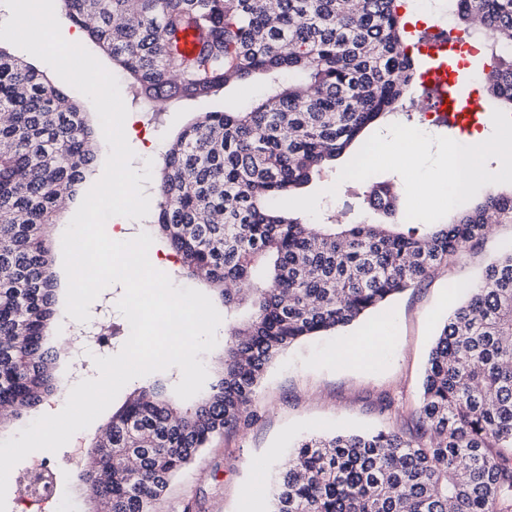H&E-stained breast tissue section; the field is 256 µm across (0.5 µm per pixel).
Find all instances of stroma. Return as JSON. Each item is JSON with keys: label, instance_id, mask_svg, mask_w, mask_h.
Returning <instances> with one entry per match:
<instances>
[{"label": "stroma", "instance_id": "1", "mask_svg": "<svg viewBox=\"0 0 512 512\" xmlns=\"http://www.w3.org/2000/svg\"><path fill=\"white\" fill-rule=\"evenodd\" d=\"M128 109L126 139L135 153L130 166L161 165L177 134L208 104L176 99L157 105L136 97L130 79L119 77ZM319 215H337L354 223L361 212L366 184L337 183L325 177ZM512 247V224H498L479 242L438 266L421 284L397 295L386 310L337 334L314 336L289 347L268 368L248 425L225 431L171 483L157 512H269L270 490L292 445L300 438L345 429L367 432L387 427L409 433L419 404L428 353L444 321L477 283L488 264ZM122 284L106 287L89 312L103 316L113 331L112 353H119L127 333L117 309ZM96 426L77 432L58 452L36 451L16 472L50 463L56 473L53 503L44 512H92L77 480Z\"/></svg>", "mask_w": 512, "mask_h": 512}]
</instances>
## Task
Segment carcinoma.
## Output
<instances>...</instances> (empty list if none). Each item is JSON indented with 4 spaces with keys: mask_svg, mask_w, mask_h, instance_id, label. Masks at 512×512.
<instances>
[{
    "mask_svg": "<svg viewBox=\"0 0 512 512\" xmlns=\"http://www.w3.org/2000/svg\"><path fill=\"white\" fill-rule=\"evenodd\" d=\"M460 26L489 39L490 98L512 111V0H458ZM402 0H61L66 15L153 101L163 87L207 100L253 76L267 92L202 112L165 153L154 229L182 274L217 294L231 329L217 382L183 407L161 376L133 390L79 474L94 512H156L170 483L248 421L268 366L290 346L362 321L479 241L512 191L450 224H402L392 183L373 182L376 223L305 224L273 206L335 168L363 132L403 111L420 62ZM198 49H178L182 33ZM0 406L11 418L57 389L47 344L58 318L59 200L94 161L73 98L0 47ZM227 281L249 288L230 292ZM414 435L341 431L294 445L270 512H512V247L469 289L432 348ZM135 461V466L123 464Z\"/></svg>",
    "mask_w": 512,
    "mask_h": 512,
    "instance_id": "carcinoma-1",
    "label": "carcinoma"
}]
</instances>
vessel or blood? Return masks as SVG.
I'll return each instance as SVG.
<instances>
[{
  "label": "vessel or blood",
  "instance_id": "1",
  "mask_svg": "<svg viewBox=\"0 0 512 512\" xmlns=\"http://www.w3.org/2000/svg\"><path fill=\"white\" fill-rule=\"evenodd\" d=\"M429 33V38L422 42L427 105L438 112L442 127L456 133L477 122L485 107L470 91L468 75L455 63L457 44L449 42L441 25H432Z\"/></svg>",
  "mask_w": 512,
  "mask_h": 512
}]
</instances>
